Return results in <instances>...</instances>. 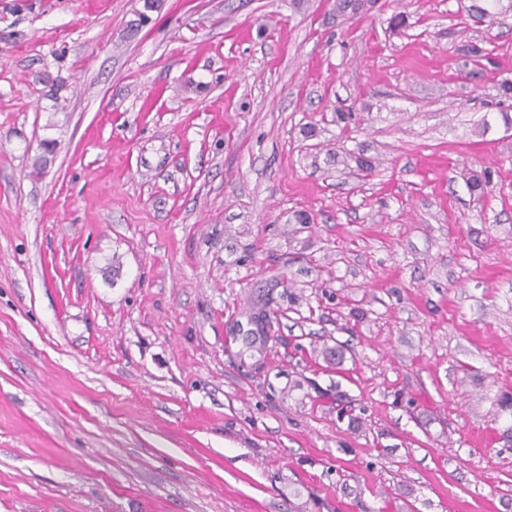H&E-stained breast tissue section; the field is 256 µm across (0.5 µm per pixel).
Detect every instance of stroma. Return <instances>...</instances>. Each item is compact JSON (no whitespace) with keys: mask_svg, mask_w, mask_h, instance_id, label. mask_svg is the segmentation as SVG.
I'll return each instance as SVG.
<instances>
[{"mask_svg":"<svg viewBox=\"0 0 512 512\" xmlns=\"http://www.w3.org/2000/svg\"><path fill=\"white\" fill-rule=\"evenodd\" d=\"M470 3L0 0V512H512Z\"/></svg>","mask_w":512,"mask_h":512,"instance_id":"1","label":"stroma"}]
</instances>
